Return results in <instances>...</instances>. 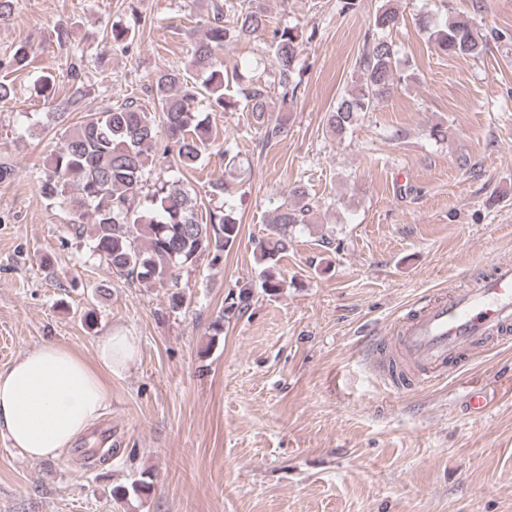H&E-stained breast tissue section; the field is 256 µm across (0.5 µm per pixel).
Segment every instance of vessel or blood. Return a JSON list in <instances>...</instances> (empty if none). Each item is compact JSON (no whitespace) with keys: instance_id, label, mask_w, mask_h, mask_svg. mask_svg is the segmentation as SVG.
I'll return each mask as SVG.
<instances>
[{"instance_id":"vessel-or-blood-1","label":"vessel or blood","mask_w":512,"mask_h":512,"mask_svg":"<svg viewBox=\"0 0 512 512\" xmlns=\"http://www.w3.org/2000/svg\"><path fill=\"white\" fill-rule=\"evenodd\" d=\"M512 342V262L493 260L472 288L423 299L405 314L397 354L420 378L461 363L463 354Z\"/></svg>"}]
</instances>
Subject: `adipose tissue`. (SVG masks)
I'll list each match as a JSON object with an SVG mask.
<instances>
[{"instance_id":"obj_1","label":"adipose tissue","mask_w":512,"mask_h":512,"mask_svg":"<svg viewBox=\"0 0 512 512\" xmlns=\"http://www.w3.org/2000/svg\"><path fill=\"white\" fill-rule=\"evenodd\" d=\"M132 336H101L93 360L48 342L0 369V434L30 459L60 456L102 415L113 374L137 359Z\"/></svg>"}]
</instances>
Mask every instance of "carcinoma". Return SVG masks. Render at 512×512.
I'll list each match as a JSON object with an SVG mask.
<instances>
[{
    "label": "carcinoma",
    "mask_w": 512,
    "mask_h": 512,
    "mask_svg": "<svg viewBox=\"0 0 512 512\" xmlns=\"http://www.w3.org/2000/svg\"><path fill=\"white\" fill-rule=\"evenodd\" d=\"M126 23L114 25L106 39L112 48L125 52L131 46L142 22L134 5H129ZM400 24L397 10L384 4L372 21L373 35L359 58L360 78L336 102L327 124L340 136L351 129L361 114L370 112L388 98L395 86L408 79L401 67L400 49L389 33ZM270 21L261 0H247L232 17L224 18L223 7L215 4L206 28L196 42L189 69L195 81L179 69L158 71L152 83L164 127L156 115L144 110L135 100L119 105L90 108L85 120L66 131L44 166L40 183L42 195L66 209L71 217L69 230L77 238L90 232L93 251L112 272L149 286L176 288L179 270L195 266L207 255L218 261L240 232L233 206L229 205V185L214 189L224 195V204L199 220L196 201L176 179H165L157 171L161 158L169 159L178 171L197 168L212 145L209 121L195 114L204 101L211 110L252 115L265 144L281 141L288 133L291 107L298 99L301 80L299 56L303 32L296 26L269 30ZM272 32L269 52L277 74L278 111L269 105V91L261 84L241 87L232 93L228 75L217 58V51L230 40L259 37ZM56 41L72 54L66 79L67 97L56 103L63 115L81 103L88 93L83 51L74 31L67 25L55 29ZM436 48L452 56L479 57L487 45V35L463 17H453L431 33ZM30 64L25 46L0 62L1 69L20 70ZM92 219L87 229L85 217ZM314 204L304 187L298 185L277 208L269 232L254 249L260 266V284L239 285L228 296L224 313L212 324L214 332L223 330L224 320L245 313L254 299L253 288L268 296L286 288L278 263L288 253L293 228L313 221Z\"/></svg>",
    "instance_id": "cac0c4a2"
}]
</instances>
